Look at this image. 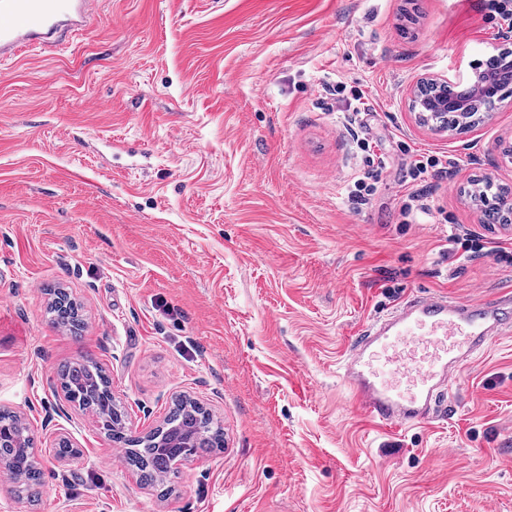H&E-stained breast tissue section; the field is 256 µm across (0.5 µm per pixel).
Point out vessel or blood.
<instances>
[{
	"instance_id": "vessel-or-blood-1",
	"label": "vessel or blood",
	"mask_w": 512,
	"mask_h": 512,
	"mask_svg": "<svg viewBox=\"0 0 512 512\" xmlns=\"http://www.w3.org/2000/svg\"><path fill=\"white\" fill-rule=\"evenodd\" d=\"M94 0H0V58L49 47L87 29ZM512 330V299L451 302L417 297L365 330L341 377L369 417L388 428L430 417L445 387L474 354Z\"/></svg>"
}]
</instances>
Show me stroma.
I'll use <instances>...</instances> for the list:
<instances>
[{
    "instance_id": "obj_1",
    "label": "stroma",
    "mask_w": 512,
    "mask_h": 512,
    "mask_svg": "<svg viewBox=\"0 0 512 512\" xmlns=\"http://www.w3.org/2000/svg\"><path fill=\"white\" fill-rule=\"evenodd\" d=\"M98 2L59 48L0 61V407L42 462L30 497L0 469V512H512V335L409 428L373 423L337 374L412 295L512 294V224L468 196L483 178L512 189V94L461 133L410 107L420 77L502 47L488 0ZM356 90L372 111L347 129ZM360 138L386 166L356 209ZM416 153L447 156V178L407 179ZM419 191L433 215L403 223ZM58 289L78 333L47 312ZM80 359L105 370L129 435L187 396L223 447L143 484L64 398Z\"/></svg>"
}]
</instances>
